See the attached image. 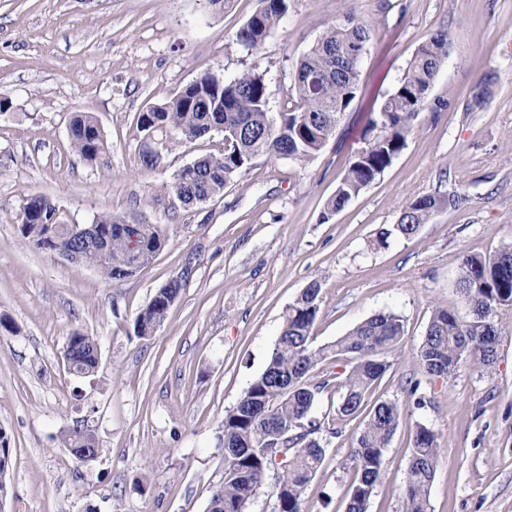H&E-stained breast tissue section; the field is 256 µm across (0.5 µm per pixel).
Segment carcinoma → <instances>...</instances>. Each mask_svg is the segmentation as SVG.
<instances>
[{"mask_svg":"<svg viewBox=\"0 0 512 512\" xmlns=\"http://www.w3.org/2000/svg\"><path fill=\"white\" fill-rule=\"evenodd\" d=\"M289 0H260L237 33L248 51L259 50L274 33L288 11ZM371 39L370 28L346 12L343 22L329 28L298 62L293 73L296 103L286 112L268 111L265 77L256 68L227 82L204 73L161 104L146 107L139 116L147 130L172 128L187 141L212 131L224 134V149L184 165L174 176L173 191L185 206L205 204L224 193L235 178L252 168L260 156L286 158L305 166L313 161L336 134L341 120L359 91V64ZM454 38L446 29L433 32L414 53L395 89L378 110L368 114L361 129L359 147L349 158L325 215L342 210L371 185L406 148L415 121L428 103L436 74L450 56ZM493 77L477 85L467 108L481 105L491 93ZM71 145L87 161L105 149L96 118L76 112L69 124ZM460 196L424 195L407 202L393 229L380 233L384 246L392 234L410 239L439 209L452 207ZM30 204L20 215L21 234L33 247L57 253L79 247L80 264L96 268L104 279L116 283L151 263L165 245L157 224L139 225L140 247L128 244L124 215L104 213L95 223L104 238L80 240L82 226L60 221L52 200L43 197L39 212L44 223L27 222ZM458 288L469 313L460 317L437 306L417 351L421 370L434 377L450 378L461 365L487 370L495 360L502 336L497 316L512 312V241L489 256L464 255L460 261ZM322 285L311 282L288 305L269 362L252 379L236 405L224 413V476L210 502L209 512H247L270 472H277L272 485V512H303L307 487L323 464L326 448L317 437L321 424L312 417L319 395L327 388L336 393V416L352 421L364 416L351 450V465L344 499V512H367L370 497L382 474L384 453L408 406H425L420 383L408 382L406 400L378 399L370 395L391 367L389 357L400 347L404 324L392 312L380 311L366 318L346 335L315 347L311 328L320 310ZM178 296L173 288H160L134 321L140 339L154 335L168 312V303ZM79 377L95 373L99 364L98 343L81 332L69 336L63 351ZM349 357L343 374L326 375L311 382V372L328 359ZM285 438L288 467L276 469L275 441ZM66 448H101L94 436L78 427L62 435ZM441 459L440 436L424 425L416 427L404 489V512H430L428 490Z\"/></svg>","mask_w":512,"mask_h":512,"instance_id":"1","label":"carcinoma"}]
</instances>
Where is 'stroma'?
I'll list each match as a JSON object with an SVG mask.
<instances>
[{"label":"stroma","mask_w":512,"mask_h":512,"mask_svg":"<svg viewBox=\"0 0 512 512\" xmlns=\"http://www.w3.org/2000/svg\"><path fill=\"white\" fill-rule=\"evenodd\" d=\"M259 0H0V430L11 451L0 512H208L224 474L225 410L265 368L290 303L322 285L315 345L372 314L399 315L405 336L376 396L403 399L421 383L384 456L368 512H402L413 432L437 431L442 454L431 512H512V315L487 371L424 374L417 350L437 306L467 315L461 255L487 256L512 240V0H291L258 53L237 32ZM354 10L371 29L360 92L335 136L309 165L258 158L223 195L190 208L172 189L177 171L218 153L221 133L183 141L143 131L138 117L200 75L231 80L258 67L268 106L296 99L291 74L324 31ZM454 49L428 106L393 164L341 211L325 208L359 146L368 112L398 84L437 28ZM492 76L482 107L467 110ZM97 119L106 143L94 162L72 148V113ZM158 155L155 167L142 157ZM461 194L410 239L390 238L403 205ZM51 199L67 224L100 214L161 225L166 245L117 283L93 267L30 246L20 231L29 197ZM183 286L149 339L137 313L175 277ZM100 348L96 372L68 373L74 331ZM326 446L304 512H343L358 421L322 394L313 411ZM81 427L100 456L76 463L61 443Z\"/></svg>","instance_id":"stroma-1"}]
</instances>
